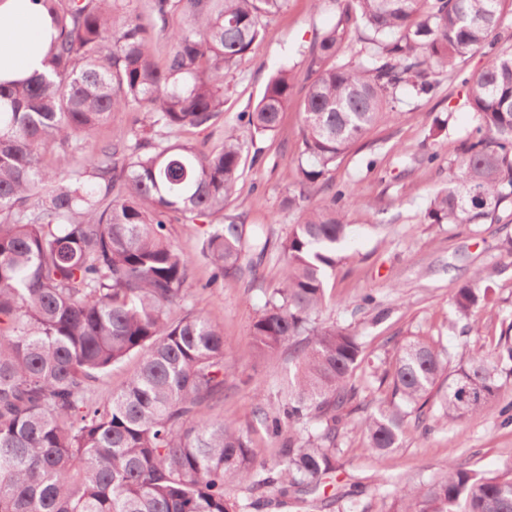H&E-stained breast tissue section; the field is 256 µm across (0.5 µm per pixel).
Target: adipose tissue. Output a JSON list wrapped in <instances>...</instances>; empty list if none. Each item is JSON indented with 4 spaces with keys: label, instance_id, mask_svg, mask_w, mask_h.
I'll return each instance as SVG.
<instances>
[{
    "label": "adipose tissue",
    "instance_id": "adipose-tissue-1",
    "mask_svg": "<svg viewBox=\"0 0 512 512\" xmlns=\"http://www.w3.org/2000/svg\"><path fill=\"white\" fill-rule=\"evenodd\" d=\"M52 33L40 0H0V82L42 71Z\"/></svg>",
    "mask_w": 512,
    "mask_h": 512
}]
</instances>
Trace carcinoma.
Instances as JSON below:
<instances>
[{
	"instance_id": "obj_1",
	"label": "carcinoma",
	"mask_w": 512,
	"mask_h": 512,
	"mask_svg": "<svg viewBox=\"0 0 512 512\" xmlns=\"http://www.w3.org/2000/svg\"><path fill=\"white\" fill-rule=\"evenodd\" d=\"M55 31L47 71L0 83V512H260L289 500L313 512L328 506L325 477L346 427L383 456L399 447L406 417L428 434L439 421L462 422L491 410L512 375V336L489 350L462 347L456 360L426 340L403 344L392 368L356 370L358 334L315 325L336 244L348 233L344 199L303 211L281 244V282L253 323L246 358L296 355L288 399L259 403L279 462H256L251 428L211 421L203 409L224 388L221 332L188 310L191 258L173 248L168 216L221 228L202 254L212 281L256 274L241 217L224 215L243 157L234 128L219 150L158 141L206 129L224 112V80L248 62L263 20L285 0H145L148 20L118 12V0H39ZM337 20L307 58L310 82L300 103L302 143L293 210L322 185L336 161L371 129L397 120L403 86L428 94L437 69H453L480 49L489 66L463 79L479 124L454 147L448 187L430 204L431 224L501 220L512 202V51L494 40L512 24L502 0H337ZM373 33L355 61L341 59L346 32ZM286 67L269 79L251 111V136L278 126L293 102ZM114 112H145L149 128L124 130L98 149L89 170L66 178L72 153ZM478 271L452 305L464 329L485 303ZM135 356L125 385L102 403L91 383ZM388 393L368 406L360 385ZM245 485L240 500L233 488ZM392 512H512V471L489 476L461 463L402 487Z\"/></svg>"
}]
</instances>
